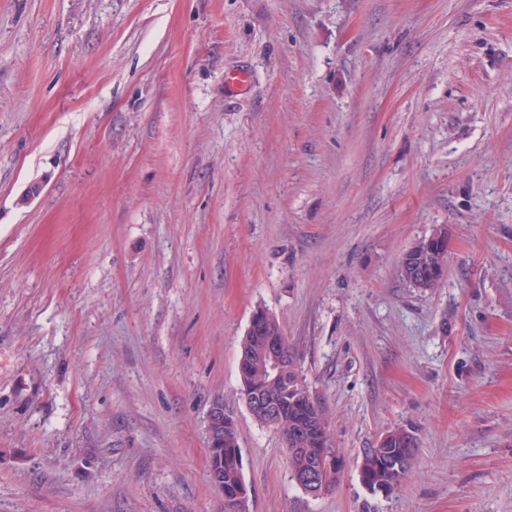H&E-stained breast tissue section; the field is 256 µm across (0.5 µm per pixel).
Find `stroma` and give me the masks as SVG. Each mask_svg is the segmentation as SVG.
I'll use <instances>...</instances> for the list:
<instances>
[{
    "label": "stroma",
    "instance_id": "obj_1",
    "mask_svg": "<svg viewBox=\"0 0 512 512\" xmlns=\"http://www.w3.org/2000/svg\"><path fill=\"white\" fill-rule=\"evenodd\" d=\"M260 308L330 423L317 496L240 397ZM218 398L247 512H512V0H0V512H224ZM448 247V227L443 224L406 250L409 261L402 278L421 291L439 288L445 274L443 266L447 260ZM442 260L445 262L442 263ZM229 414L224 408L223 399H215L207 412L205 435L207 447L212 453L224 449V459L215 458V464L208 470V478L211 487L224 494V511L236 512L234 499L240 487L246 488L242 474V458L239 446L237 425L233 416L225 420V432L232 434L224 441V418ZM234 427V429H233ZM404 431L406 430L403 428H395L387 432L385 439L380 445V448H383V455L400 453L384 457L383 463L389 470L383 468L377 459L368 456L364 457L361 470L362 483L366 488H370L371 493L376 494L374 488L376 485H386L390 491L388 495H390L399 488L408 475L411 468V459L401 454L412 452L411 456H414L416 446L409 447L406 441L408 434H405ZM412 448H414L413 451ZM406 469L408 470L401 475L394 473L403 472Z\"/></svg>",
    "mask_w": 512,
    "mask_h": 512
}]
</instances>
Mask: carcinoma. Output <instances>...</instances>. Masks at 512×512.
<instances>
[{
    "label": "carcinoma",
    "instance_id": "cac0c4a2",
    "mask_svg": "<svg viewBox=\"0 0 512 512\" xmlns=\"http://www.w3.org/2000/svg\"><path fill=\"white\" fill-rule=\"evenodd\" d=\"M409 261L404 270L403 279L413 287L422 291H432L440 287L445 274L443 260L448 256V226L443 224L434 229L427 237L419 240L408 250ZM280 348L283 358L288 363L287 379L301 374L295 358L290 350L285 336H280ZM264 353V343L258 336L245 333L240 343L239 376L241 382V399H246L254 390L263 389L269 395L288 398V413L274 423L264 419L260 423L276 427L284 440L285 446L294 447V433L298 425L317 418L321 427V434H312L311 441L306 443L308 448H322L329 443L328 423L319 403L311 396L306 395L295 400L288 397L285 392V381L272 382L267 379L261 363ZM236 421L230 416L225 420V432L230 437L224 441V512H236L234 499L240 487L245 485L242 474V458ZM408 435L404 429L395 428L385 434L381 443L385 454H403L412 452L407 442ZM362 483L367 488L385 485L390 492H395L405 480L406 474H397L381 466L380 462L368 456L364 457L362 464Z\"/></svg>",
    "mask_w": 512,
    "mask_h": 512
}]
</instances>
